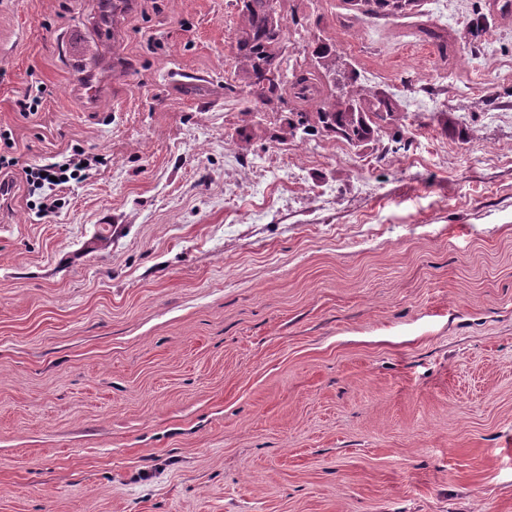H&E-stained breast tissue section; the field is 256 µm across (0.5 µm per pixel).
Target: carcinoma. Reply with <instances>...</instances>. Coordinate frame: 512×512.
<instances>
[{"label":"carcinoma","instance_id":"1","mask_svg":"<svg viewBox=\"0 0 512 512\" xmlns=\"http://www.w3.org/2000/svg\"><path fill=\"white\" fill-rule=\"evenodd\" d=\"M239 22L235 37L236 77L252 88L256 102H278L287 112V128L295 119L307 118L303 129L290 139H303L308 133H324L359 146L379 137L381 122L397 120L396 104L388 96L377 97L363 106H354L345 97V85L336 79L338 61L344 56L324 42L311 54L306 66L290 73L289 30L279 0H237ZM361 10L377 17H402L419 7V0H360ZM271 70L283 78L264 83L262 76Z\"/></svg>","mask_w":512,"mask_h":512}]
</instances>
